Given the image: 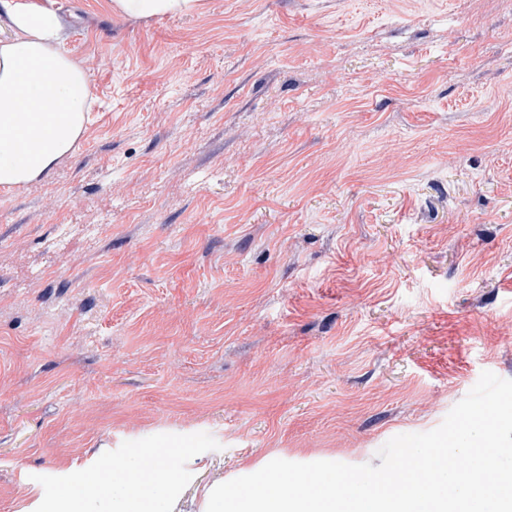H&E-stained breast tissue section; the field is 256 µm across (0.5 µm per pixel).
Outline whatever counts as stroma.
<instances>
[{"label":"stroma","instance_id":"35a3bbf8","mask_svg":"<svg viewBox=\"0 0 512 512\" xmlns=\"http://www.w3.org/2000/svg\"><path fill=\"white\" fill-rule=\"evenodd\" d=\"M57 12L90 122L0 188V512L162 446L379 465L512 379V0Z\"/></svg>","mask_w":512,"mask_h":512}]
</instances>
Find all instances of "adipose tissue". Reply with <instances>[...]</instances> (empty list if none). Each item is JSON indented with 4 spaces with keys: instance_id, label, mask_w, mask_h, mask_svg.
I'll use <instances>...</instances> for the list:
<instances>
[{
    "instance_id": "adipose-tissue-1",
    "label": "adipose tissue",
    "mask_w": 512,
    "mask_h": 512,
    "mask_svg": "<svg viewBox=\"0 0 512 512\" xmlns=\"http://www.w3.org/2000/svg\"><path fill=\"white\" fill-rule=\"evenodd\" d=\"M114 10L137 19L189 14L198 0H113ZM0 187L13 189L46 177L71 155L86 129L92 101L89 78L65 48V26L55 12L0 0ZM184 479L163 453L134 454L75 476L71 490L49 512H175Z\"/></svg>"
}]
</instances>
